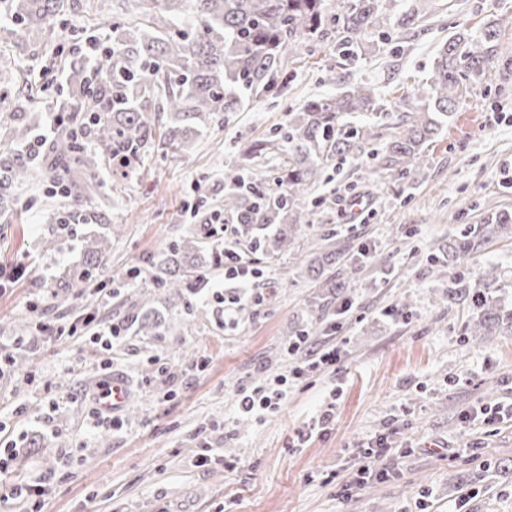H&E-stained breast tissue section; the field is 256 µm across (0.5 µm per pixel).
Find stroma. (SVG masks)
<instances>
[{"mask_svg":"<svg viewBox=\"0 0 512 512\" xmlns=\"http://www.w3.org/2000/svg\"><path fill=\"white\" fill-rule=\"evenodd\" d=\"M105 7L91 0L90 8L68 11L59 52L0 46V98L26 94L42 108L66 98L65 78L41 82L28 67L58 55L85 61L90 36L108 29ZM488 22L498 27L500 52L512 55V0H428L414 28L371 34L370 50L341 69V84L375 83L398 104L426 79L450 36ZM336 61L333 43L310 42L286 61L283 97L251 101L189 150L155 145L122 181L108 165L77 174V187H94L81 208L61 194L53 172L14 189L15 206L0 212V266L20 273L0 290V355L26 359L0 376V449L16 446L11 483L33 477L46 493L1 500L0 512H512V420L468 418L512 401V334L470 342L466 309L435 301L441 279L476 281L492 266L512 295V238L444 273L435 266L466 225L512 213V68L487 72L410 178L394 180L378 157L330 163L312 190L317 204L296 252L269 259L240 242L235 225H213L210 249H236L261 273L241 292L225 287L220 266L210 267L190 311L153 288V258L187 232L185 205L203 196L216 209L245 149L259 143L254 166L276 177L288 151L272 143L274 130L332 93L324 77ZM59 214L69 216L71 233L44 251ZM104 224L113 227V295L55 288L54 277L81 262L86 234ZM333 247L344 252L355 286L332 335L329 313L315 305L322 290L306 269ZM365 247L384 268L362 256ZM220 292L241 296L229 326ZM146 303L165 321L154 336L136 334L130 322ZM90 313L119 330L112 349L88 332L64 335ZM311 322L317 330L308 351L334 344L341 360L295 378L288 344L296 327ZM39 323L49 334L36 332ZM279 374L289 381L278 410H239L240 388ZM115 375L125 379L128 401L105 417L94 397ZM330 402L333 423L295 447L298 432ZM381 437L390 450L373 464L388 478L345 494L351 473L368 463L366 445ZM207 446L220 459L202 466ZM479 472L484 481L473 483Z\"/></svg>","mask_w":512,"mask_h":512,"instance_id":"35a3bbf8","label":"stroma"}]
</instances>
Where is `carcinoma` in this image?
Returning <instances> with one entry per match:
<instances>
[{
	"mask_svg": "<svg viewBox=\"0 0 512 512\" xmlns=\"http://www.w3.org/2000/svg\"><path fill=\"white\" fill-rule=\"evenodd\" d=\"M425 0H346L333 12L327 0H112V42L88 62L68 66L69 101L52 110L62 113L64 129L42 152H30L36 121L27 103L18 100L0 115L10 126L8 152L0 153V205L9 204L15 187L30 180L39 166L65 179L81 171L96 172L106 162L125 172L138 165L163 127V144L184 150L193 135L224 124L253 96L286 84L285 56L308 40L336 38V51L348 63L364 51V37L385 28L389 19L410 27ZM64 15V0H0V39L46 43ZM499 33L493 23L476 36L454 34L437 53L422 87L399 100L395 122L387 124L383 95L369 83L323 95L294 112L280 127L279 141L288 149V164L269 184L256 172L224 185V223L240 225V234L254 250L277 256L295 244L306 222L311 188L322 180L329 160L371 155L373 127H389L386 164L401 175L412 172L422 147L448 125L453 113L471 95L476 82L499 60ZM79 127L89 145L79 143L71 126ZM203 228L191 232L158 254L153 266L158 294L176 293L193 309L184 289L197 272L209 266ZM512 235V214L496 212L470 226L448 243L437 264H453L490 243ZM112 247L110 225L83 243V261L59 280L60 288H85L106 269ZM323 267L311 279L335 289L321 298V307L354 287L339 272L342 253H324ZM501 272L487 269L478 282L454 280L439 300L465 304L471 316L466 334L480 339L507 327L512 309L498 295ZM137 332L153 336L162 320L148 311L132 316Z\"/></svg>",
	"mask_w": 512,
	"mask_h": 512,
	"instance_id": "cac0c4a2",
	"label": "carcinoma"
}]
</instances>
